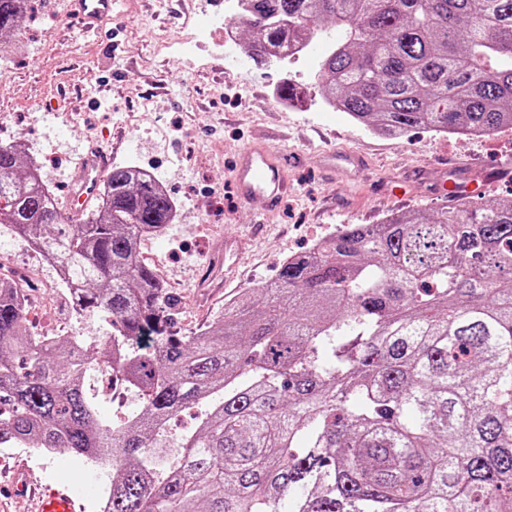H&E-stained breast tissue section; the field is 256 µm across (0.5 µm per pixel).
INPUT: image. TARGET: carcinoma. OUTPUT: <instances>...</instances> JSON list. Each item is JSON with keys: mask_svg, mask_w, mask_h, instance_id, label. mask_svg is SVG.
I'll return each mask as SVG.
<instances>
[{"mask_svg": "<svg viewBox=\"0 0 512 512\" xmlns=\"http://www.w3.org/2000/svg\"><path fill=\"white\" fill-rule=\"evenodd\" d=\"M242 2L258 66L331 46L320 91L355 124L512 126V0ZM31 3L0 0L1 47ZM174 210L119 163L67 224L26 148L0 144V224L64 269L76 316L112 325L98 363L73 336L48 345L0 279V440L93 463L106 512H512V202L348 224L191 336L140 260ZM96 366L137 400L117 423L85 390Z\"/></svg>", "mask_w": 512, "mask_h": 512, "instance_id": "carcinoma-1", "label": "carcinoma"}]
</instances>
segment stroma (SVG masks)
<instances>
[{"mask_svg":"<svg viewBox=\"0 0 512 512\" xmlns=\"http://www.w3.org/2000/svg\"><path fill=\"white\" fill-rule=\"evenodd\" d=\"M223 15L219 0H180L171 15L156 0H120L98 39L80 33L66 0H36L22 44L0 56V143L24 139L58 200H65L89 145L113 163L154 164L179 212L164 233L143 241L141 252L180 299V335L210 320L228 293L272 278L285 258L327 230L451 205V197L435 192L440 182L475 184L489 204L512 200L511 132L480 138L416 129L386 137L352 123L327 111L318 93L314 74L324 43L300 60L266 68L225 63L218 46L181 52L195 19ZM286 81L305 90L304 110L275 105ZM258 137L279 153L293 188L270 214L244 205L229 180L236 152ZM334 150L359 159V169L326 168ZM228 230L242 237V258L211 275L208 263ZM31 307L34 332L52 326L101 356L108 323L75 318L62 294L45 297L42 287L32 289ZM18 457L42 482L82 494L85 512H95V478L83 474L81 461L63 453L43 457L33 448L13 449L5 460Z\"/></svg>","mask_w":512,"mask_h":512,"instance_id":"obj_1","label":"stroma"}]
</instances>
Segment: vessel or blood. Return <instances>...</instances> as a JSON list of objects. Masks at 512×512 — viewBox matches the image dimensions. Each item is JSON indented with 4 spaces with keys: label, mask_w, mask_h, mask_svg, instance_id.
Instances as JSON below:
<instances>
[{
    "label": "vessel or blood",
    "mask_w": 512,
    "mask_h": 512,
    "mask_svg": "<svg viewBox=\"0 0 512 512\" xmlns=\"http://www.w3.org/2000/svg\"><path fill=\"white\" fill-rule=\"evenodd\" d=\"M117 0H67V11L77 18L82 32L97 30L109 19ZM109 169L106 154L98 147L86 149L80 158L79 171L73 178L67 202L84 209L94 203ZM239 199L245 204L261 203L275 209L288 188V174L275 150L265 144L243 148L230 171ZM34 512H81L80 496L63 485L31 484Z\"/></svg>",
    "instance_id": "vessel-or-blood-1"
}]
</instances>
